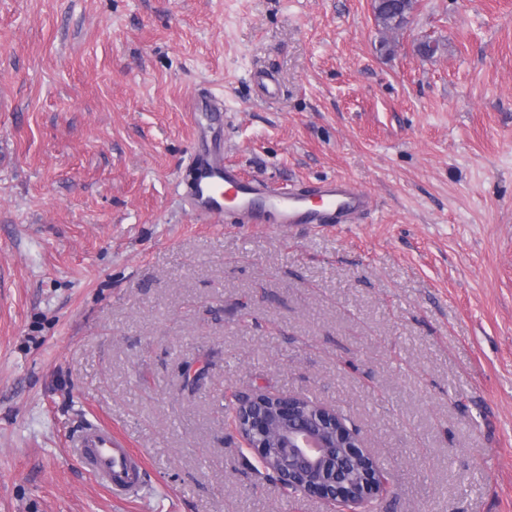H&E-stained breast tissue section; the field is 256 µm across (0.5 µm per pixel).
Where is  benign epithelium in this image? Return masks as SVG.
I'll return each mask as SVG.
<instances>
[{"label": "benign epithelium", "mask_w": 512, "mask_h": 512, "mask_svg": "<svg viewBox=\"0 0 512 512\" xmlns=\"http://www.w3.org/2000/svg\"><path fill=\"white\" fill-rule=\"evenodd\" d=\"M247 431L237 434L265 463L268 438L281 449L274 476L306 497L322 501L331 512H365V506L389 491L373 457L362 448L358 432L335 409L299 395L253 391L235 395Z\"/></svg>", "instance_id": "1"}]
</instances>
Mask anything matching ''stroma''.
<instances>
[{
	"instance_id": "obj_1",
	"label": "stroma",
	"mask_w": 512,
	"mask_h": 512,
	"mask_svg": "<svg viewBox=\"0 0 512 512\" xmlns=\"http://www.w3.org/2000/svg\"><path fill=\"white\" fill-rule=\"evenodd\" d=\"M371 4L0 0V512H325L227 426L249 389L343 415L392 486L372 512H512V0L389 35ZM201 94L243 176L370 211L192 213ZM88 421L139 496L81 468ZM74 455L82 468L121 497L143 488L144 466L139 454L112 436V429L86 422L73 437Z\"/></svg>"
}]
</instances>
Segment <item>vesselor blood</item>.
<instances>
[{
    "label": "vessel or blood",
    "mask_w": 512,
    "mask_h": 512,
    "mask_svg": "<svg viewBox=\"0 0 512 512\" xmlns=\"http://www.w3.org/2000/svg\"><path fill=\"white\" fill-rule=\"evenodd\" d=\"M187 196L200 216L227 215L236 224H257L272 214L278 223L296 227L348 224L368 211L369 196L354 183L326 179L313 188H278L259 179L243 178L225 163L218 148L200 151ZM74 455L82 468L121 497L143 487L139 454L112 434L111 428L86 422L73 437Z\"/></svg>",
    "instance_id": "vessel-or-blood-1"
}]
</instances>
